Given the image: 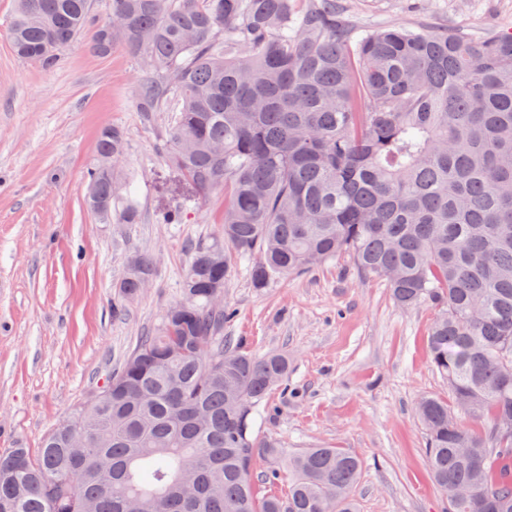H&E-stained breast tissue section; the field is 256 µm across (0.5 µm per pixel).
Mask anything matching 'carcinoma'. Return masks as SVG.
<instances>
[{"instance_id":"cac0c4a2","label":"carcinoma","mask_w":512,"mask_h":512,"mask_svg":"<svg viewBox=\"0 0 512 512\" xmlns=\"http://www.w3.org/2000/svg\"><path fill=\"white\" fill-rule=\"evenodd\" d=\"M294 2L105 0L112 41L155 73L144 120L177 101L158 153L196 199L230 189L223 231L189 243L183 300L107 383L38 452L0 455V512H358L356 455L255 435L291 359L224 344L230 310L212 299L234 258L265 288L341 254L397 304L437 309L427 347L452 402L415 414L448 512H512V35L361 31L338 0ZM93 4L16 0L13 50L50 67L86 35L112 54ZM125 140L97 139L86 205L104 218ZM152 277L135 256L117 287L133 300ZM261 455L286 465V496L259 497Z\"/></svg>"}]
</instances>
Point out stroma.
Returning <instances> with one entry per match:
<instances>
[{
    "instance_id": "1",
    "label": "stroma",
    "mask_w": 512,
    "mask_h": 512,
    "mask_svg": "<svg viewBox=\"0 0 512 512\" xmlns=\"http://www.w3.org/2000/svg\"><path fill=\"white\" fill-rule=\"evenodd\" d=\"M363 29L430 24L474 37L512 30V0H341ZM15 0H0V454L38 450L70 408L103 386L181 299L187 240L220 234L224 193L193 201L186 175L156 152L168 115L145 123L137 92L151 77L124 48L96 55L76 39L52 67L15 55ZM126 133L125 172L140 219L84 205L100 130ZM179 210L178 224L165 221ZM153 261L149 288L113 314L132 257ZM224 340L262 355L287 351V390H273L255 432L284 448H342L362 469L360 512H444L414 407L447 398L427 349L433 306L405 308L382 280L339 256L304 276L252 287L236 263L224 282Z\"/></svg>"
}]
</instances>
